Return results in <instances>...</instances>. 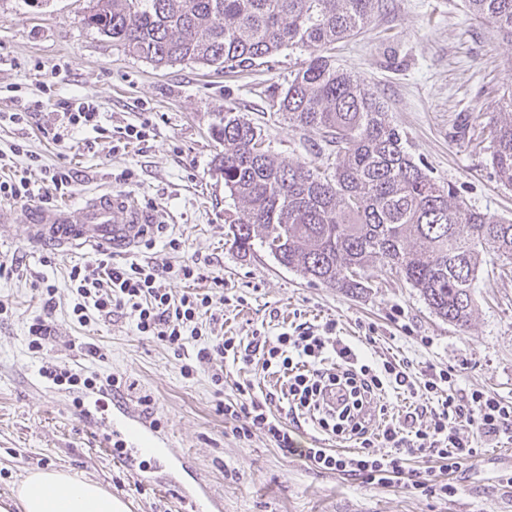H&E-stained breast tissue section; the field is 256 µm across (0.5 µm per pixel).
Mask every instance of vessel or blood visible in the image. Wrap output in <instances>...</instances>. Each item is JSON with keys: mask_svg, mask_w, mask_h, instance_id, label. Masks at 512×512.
<instances>
[{"mask_svg": "<svg viewBox=\"0 0 512 512\" xmlns=\"http://www.w3.org/2000/svg\"><path fill=\"white\" fill-rule=\"evenodd\" d=\"M153 224L152 214L136 200L119 198L109 192L99 193L78 208L39 209L28 213L26 234L32 241L57 249H127L146 237ZM121 418L112 424V436L126 446L122 463L131 479L143 482L141 458L145 454L139 431L127 429V407H120ZM190 512H215L220 503L205 481L185 490Z\"/></svg>", "mask_w": 512, "mask_h": 512, "instance_id": "1", "label": "vessel or blood"}]
</instances>
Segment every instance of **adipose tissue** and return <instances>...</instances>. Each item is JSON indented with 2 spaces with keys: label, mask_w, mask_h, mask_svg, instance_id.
Masks as SVG:
<instances>
[{
  "label": "adipose tissue",
  "mask_w": 512,
  "mask_h": 512,
  "mask_svg": "<svg viewBox=\"0 0 512 512\" xmlns=\"http://www.w3.org/2000/svg\"><path fill=\"white\" fill-rule=\"evenodd\" d=\"M0 512H129L118 496L99 483L69 471L30 472L12 498L0 502Z\"/></svg>",
  "instance_id": "adipose-tissue-1"
}]
</instances>
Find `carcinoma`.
I'll return each mask as SVG.
<instances>
[{
    "label": "carcinoma",
    "instance_id": "cac0c4a2",
    "mask_svg": "<svg viewBox=\"0 0 512 512\" xmlns=\"http://www.w3.org/2000/svg\"><path fill=\"white\" fill-rule=\"evenodd\" d=\"M470 13L512 41V0H466ZM379 0H90L81 22L157 67L216 71L260 65L285 47L306 53L273 104L295 130L313 131L321 163L277 161L250 121L227 107L213 126L214 167L242 204L228 235L264 248L312 282L354 293L378 260L417 289L436 316L471 321L481 255L512 261V220L467 205L431 176L386 119L383 102L323 52L372 21ZM489 130L496 180L512 187V88Z\"/></svg>",
    "mask_w": 512,
    "mask_h": 512
}]
</instances>
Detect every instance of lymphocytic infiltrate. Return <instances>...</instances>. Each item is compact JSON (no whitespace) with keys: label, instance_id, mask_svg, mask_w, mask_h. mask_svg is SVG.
Returning <instances> with one entry per match:
<instances>
[{"label":"lymphocytic infiltrate","instance_id":"lymphocytic-infiltrate-1","mask_svg":"<svg viewBox=\"0 0 512 512\" xmlns=\"http://www.w3.org/2000/svg\"><path fill=\"white\" fill-rule=\"evenodd\" d=\"M58 108L60 129L52 134L56 143H64L66 133L99 127L98 108L92 102L65 101ZM72 186L70 169L60 166L47 171L44 193L39 196L25 173L16 172L0 179V199L45 203L53 196L67 195ZM177 274L187 282H210L211 287L177 296L167 287L159 263L119 265L107 253H100L70 270V286L77 295L72 314L84 323L93 312L107 317L130 309L139 335L164 343L183 360L187 352H194V363L213 365L211 381L218 387L224 384V358L245 365L262 358L264 369L279 374L283 383L278 391L261 394L251 381L237 383L235 399L224 405L225 417L244 421L235 430L237 436L264 435L283 457H296L315 469L358 476L368 485L385 488L403 478L405 462L416 454L434 459L441 470L461 469L476 454L474 441L463 436L466 430L477 429L486 437L512 433V402L488 390H457L456 373L451 369H429L419 384L404 364L366 363L355 346L337 336L332 321L320 329L299 326L273 339L203 336L200 319L213 325L220 322L211 307L213 291L223 288L224 279L195 261L181 265ZM194 363L184 361L182 373L192 374ZM329 387L342 395L335 411L321 402ZM389 388L412 396L422 390L433 396V403L416 405L409 415L413 422L427 418L425 427L405 432L387 420L386 408L371 412L376 396ZM302 421L316 431L355 441V450L340 452L318 441L301 447L294 426ZM378 443L383 444V452L375 451Z\"/></svg>","mask_w":512,"mask_h":512}]
</instances>
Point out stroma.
Masks as SVG:
<instances>
[{
  "label": "stroma",
  "mask_w": 512,
  "mask_h": 512,
  "mask_svg": "<svg viewBox=\"0 0 512 512\" xmlns=\"http://www.w3.org/2000/svg\"><path fill=\"white\" fill-rule=\"evenodd\" d=\"M87 6L88 0H48L41 7L0 0V174L25 169L38 185L45 169L63 165L74 190L54 197V204L78 207L104 188L147 207L161 252L139 243L114 252V261L157 258L168 268V288L179 295L189 288L175 275L179 266L209 260L230 299L226 306L213 303L224 314V335L275 336L305 322L333 321L337 335L351 342L373 337L369 353L407 362L415 380L427 367H449L458 372L459 388L512 401V273H501L495 253L482 255L475 311L461 330L432 313L382 262L368 267L365 290L346 294L309 282L262 249L243 252L232 244L228 225L239 208L214 170L221 146L210 130L230 106L260 130L277 159H312L317 135L289 127L267 94L287 87L299 51L282 49L268 64L231 74L200 64L158 68L82 25ZM330 56L384 102L389 121L433 177L452 182L480 211L512 216V188L497 182L487 151L478 147L501 117L497 101L512 82V42L476 20L464 0H381L371 24L336 43ZM71 98L93 102L102 129L59 145L42 133L57 119L47 104ZM19 102L32 112L23 127L5 118ZM128 125L145 126L147 140L120 143L119 130ZM33 155L38 164L30 163ZM125 170L133 177L124 182L119 175ZM15 210L18 222L0 228V261L13 265L12 276L0 278V303L9 308L0 318V498L31 470L63 468L124 496L131 512H184L178 490L198 477L222 497L223 512H512V485L500 479L503 469L512 470V438L505 436L482 441L476 457L452 475L428 457L406 461V471L452 480L458 492L448 498L424 494L405 479L375 488L284 459L263 435L236 437L222 411L235 384L247 379L275 391L281 377L256 363L243 368L228 360L219 389L211 366L199 364L183 375L171 349L137 334L129 310L77 323L68 276L88 252L32 242L21 220L27 206ZM173 238L179 250L166 249ZM50 284L56 289L51 298L45 294ZM48 302L57 333L34 353L28 326ZM87 343L97 346L100 358L83 356ZM47 361L103 386L119 380L120 400L155 429L150 447L169 458L189 456L193 471L163 469L160 458L148 456L147 481L133 482L121 447L97 424L115 407L98 403L96 391L42 377Z\"/></svg>",
  "instance_id": "35a3bbf8"
}]
</instances>
